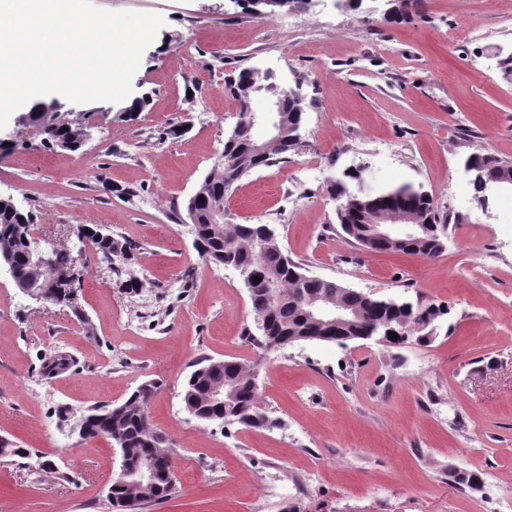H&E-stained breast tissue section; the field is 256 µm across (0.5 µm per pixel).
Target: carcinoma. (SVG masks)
Returning a JSON list of instances; mask_svg holds the SVG:
<instances>
[{
	"instance_id": "obj_1",
	"label": "carcinoma",
	"mask_w": 512,
	"mask_h": 512,
	"mask_svg": "<svg viewBox=\"0 0 512 512\" xmlns=\"http://www.w3.org/2000/svg\"><path fill=\"white\" fill-rule=\"evenodd\" d=\"M262 82V76L256 69L244 68L236 78L228 83L233 99L238 101L237 121L230 134L224 139L223 161L215 164L206 174L205 192L209 198L219 193L221 186H233L242 178L262 167L270 166L277 157L297 150V134L300 133L305 107L292 92H283L285 116L288 120V134L278 139L263 158L251 151L255 141V125L249 121L250 101L253 92L249 88ZM470 165L472 184L479 194H485L486 188L496 182L503 174L512 171V162L503 160L492 153L478 151L467 159ZM328 195L336 198L337 224L345 238L360 250L379 253H401L436 258L446 249L448 224L440 216L432 196L422 188L411 184L388 187L371 194L353 191L348 180L338 179L326 185ZM372 208L385 215L387 223L420 224L422 230L418 237L403 242L383 245L375 238L373 225L364 218V212ZM33 224V216L27 212L22 215L14 212L8 205L0 206V252L4 251L13 261L18 273V288L24 289L37 284H50L55 280L52 273H40L33 264L26 243L23 242L19 225ZM195 236L205 245L199 256L215 265L229 264L240 271H246L258 277L272 274L280 284L279 301L271 306L260 303L252 305L256 318L267 323V331L255 336L247 329L244 335L257 348L264 349L271 344L285 349L294 344L293 337L307 336L309 341L322 338L324 342H337L344 338L348 341L363 340L377 333L386 336L397 333L400 339L414 338L427 340L431 335L420 329L424 318L432 319V327L440 328V321L448 310L433 303H420L413 311H406L388 304V300L346 288L332 280L310 278L301 264L291 259L284 251L278 237L266 232V224L231 223L226 219L224 236L214 237L209 224L202 220L193 225ZM135 249L127 241L101 239L95 242V253L114 267L117 262L129 259L123 248ZM320 295L325 300H333L344 307L356 308L358 317L348 326L333 327L313 320L307 313L305 299ZM224 381L235 390L234 399L224 404L226 419L232 425L245 428L270 430L279 427L272 418L252 387L248 374L230 365L224 367ZM213 376L202 373L194 378L187 377L183 388V402L195 408L203 418L218 414L219 409L210 399V386ZM160 388L156 382L139 385L125 400L123 413L112 419L106 417L111 406L97 407L90 412V436H102L108 440L122 438L134 455H142L153 448L173 446L172 438L150 422L148 407ZM113 499L109 504L121 512H138L143 505L168 499L171 493L156 491L144 495L133 485H121L112 491Z\"/></svg>"
}]
</instances>
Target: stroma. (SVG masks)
<instances>
[{"label": "stroma", "instance_id": "stroma-1", "mask_svg": "<svg viewBox=\"0 0 512 512\" xmlns=\"http://www.w3.org/2000/svg\"><path fill=\"white\" fill-rule=\"evenodd\" d=\"M94 3L163 18L133 79L147 103L128 120L117 103L58 97L57 120L91 132L75 153L42 146L15 111L0 131L14 145L0 195L33 214L40 247H72L80 225L103 224L137 250L118 275L85 253L70 307L0 279V436L31 452L0 463V512H114L105 489L119 457L73 426L151 379L176 490L143 512H497L512 499V191L480 203L464 164L480 148L512 160V15L496 0H420L406 21L400 0H312L263 19L233 0ZM461 28L471 37L452 40ZM244 68L299 88L305 113L299 151L227 193L235 222L274 225L309 275L448 310L426 344L269 352L259 389L281 422L271 430L210 426L183 403L197 360L259 354L242 336L254 324L246 289L199 257L185 209L236 122L225 81ZM359 167L371 189L432 196L448 221L439 258L345 240L324 184ZM58 355L68 368L46 375ZM464 471L495 475L497 495L459 484Z\"/></svg>", "mask_w": 512, "mask_h": 512}]
</instances>
